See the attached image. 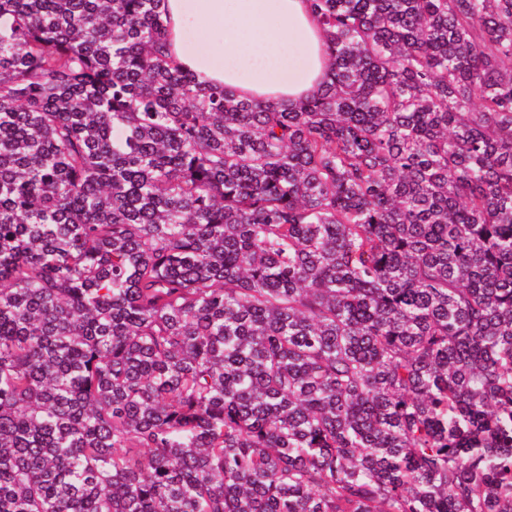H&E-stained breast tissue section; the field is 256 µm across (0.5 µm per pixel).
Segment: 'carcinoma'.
I'll list each match as a JSON object with an SVG mask.
<instances>
[{
	"instance_id": "cac0c4a2",
	"label": "carcinoma",
	"mask_w": 512,
	"mask_h": 512,
	"mask_svg": "<svg viewBox=\"0 0 512 512\" xmlns=\"http://www.w3.org/2000/svg\"><path fill=\"white\" fill-rule=\"evenodd\" d=\"M310 2L266 103L0 0V512H512V0Z\"/></svg>"
}]
</instances>
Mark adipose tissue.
Segmentation results:
<instances>
[{"instance_id": "1", "label": "adipose tissue", "mask_w": 512, "mask_h": 512, "mask_svg": "<svg viewBox=\"0 0 512 512\" xmlns=\"http://www.w3.org/2000/svg\"><path fill=\"white\" fill-rule=\"evenodd\" d=\"M172 54L200 82L259 100L320 94L328 58L308 0H165Z\"/></svg>"}]
</instances>
